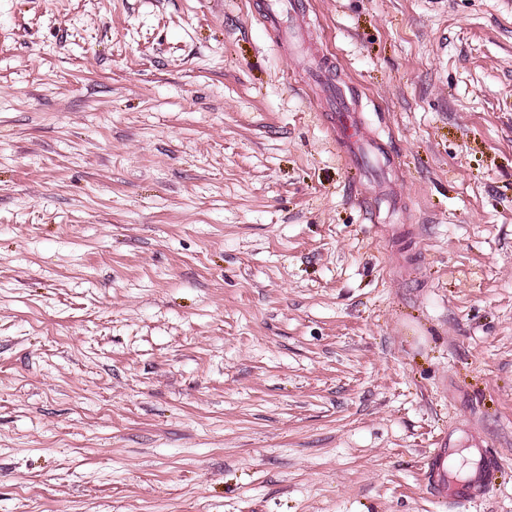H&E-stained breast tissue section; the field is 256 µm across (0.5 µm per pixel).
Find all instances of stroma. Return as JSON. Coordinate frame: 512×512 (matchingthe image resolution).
Here are the masks:
<instances>
[{"label":"stroma","mask_w":512,"mask_h":512,"mask_svg":"<svg viewBox=\"0 0 512 512\" xmlns=\"http://www.w3.org/2000/svg\"><path fill=\"white\" fill-rule=\"evenodd\" d=\"M264 3L0 0V512H512V0ZM297 9L296 0H275L270 2L265 14L269 26L277 29L281 36L288 40V45L292 46H300L303 42V26ZM285 16L288 17V25L282 28L281 23ZM326 68H320L318 78L330 111V123L337 130L336 143L343 149L351 165H362V154L368 141L362 136L355 110L336 101V86L328 80ZM441 453H435L430 465L431 472L437 476V486L441 493L448 494V500L453 502L463 503L470 502L478 499L485 495L487 489L492 484L494 475L496 472L497 462L492 461L485 457L481 451H479V458L477 461V470L479 473L478 478L472 483L452 485L446 488V484L442 477L441 466H440Z\"/></svg>","instance_id":"35a3bbf8"}]
</instances>
